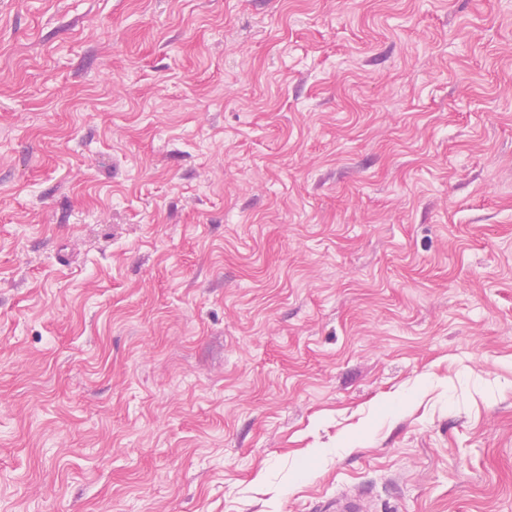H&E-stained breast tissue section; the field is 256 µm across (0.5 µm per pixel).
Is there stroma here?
Listing matches in <instances>:
<instances>
[{
	"mask_svg": "<svg viewBox=\"0 0 512 512\" xmlns=\"http://www.w3.org/2000/svg\"><path fill=\"white\" fill-rule=\"evenodd\" d=\"M512 512V0H0V512Z\"/></svg>",
	"mask_w": 512,
	"mask_h": 512,
	"instance_id": "1",
	"label": "stroma"
}]
</instances>
